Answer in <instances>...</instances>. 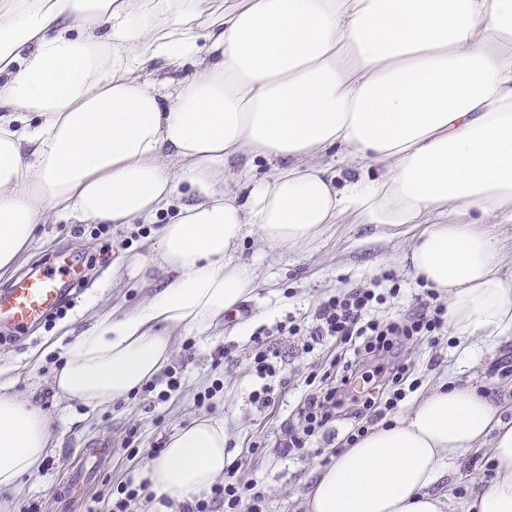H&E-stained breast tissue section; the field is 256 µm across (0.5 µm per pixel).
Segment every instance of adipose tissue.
Returning <instances> with one entry per match:
<instances>
[{
	"instance_id": "obj_1",
	"label": "adipose tissue",
	"mask_w": 512,
	"mask_h": 512,
	"mask_svg": "<svg viewBox=\"0 0 512 512\" xmlns=\"http://www.w3.org/2000/svg\"><path fill=\"white\" fill-rule=\"evenodd\" d=\"M332 149L345 173L323 167ZM259 158L270 171L240 204L226 184ZM185 182L202 199L174 206ZM169 207L149 255L123 266L156 291L67 346L64 400L139 390L168 362L169 330L205 335L251 296L257 275L235 256L249 224L271 249L349 220L411 237L404 259L446 295L454 337L495 361L512 274L483 225L512 214V0H0V272L48 220L131 224ZM49 444L41 408L0 393V490ZM486 446L493 476L467 512H512V419L440 382L321 470L307 512H445L435 485ZM228 462L222 420L176 427L143 471L153 512Z\"/></svg>"
}]
</instances>
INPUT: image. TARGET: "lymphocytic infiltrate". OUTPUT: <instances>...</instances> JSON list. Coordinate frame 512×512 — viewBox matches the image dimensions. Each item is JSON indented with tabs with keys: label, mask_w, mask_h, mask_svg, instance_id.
<instances>
[{
	"label": "lymphocytic infiltrate",
	"mask_w": 512,
	"mask_h": 512,
	"mask_svg": "<svg viewBox=\"0 0 512 512\" xmlns=\"http://www.w3.org/2000/svg\"><path fill=\"white\" fill-rule=\"evenodd\" d=\"M380 296L370 288H354L322 299L314 311L308 329L312 342L334 341L338 353L317 373L306 379L307 390L297 407L284 419L277 432L273 451L280 457L321 456L314 438L324 445H334L336 423L352 421L345 435L346 446H353L365 429L354 421L363 417L374 422L384 417L406 397L404 385L415 370V362L405 353L414 339H434L448 328L447 308L438 300L435 289L416 295L408 313L384 319L376 317L372 308ZM293 320H285L275 329L259 328L253 338L258 350L251 370L261 385L252 391V404L261 408L274 404V387L270 381L279 374L276 352L270 347L272 334L297 333ZM373 365L376 379L365 392H356L352 382L366 365ZM245 457L234 459L226 468V477L216 482L209 494L183 502L180 512H238L243 498H250V512H263V492L254 483L239 485L233 478L243 468Z\"/></svg>",
	"instance_id": "f902f5d3"
}]
</instances>
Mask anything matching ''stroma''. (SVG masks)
Segmentation results:
<instances>
[{
  "label": "stroma",
  "mask_w": 512,
  "mask_h": 512,
  "mask_svg": "<svg viewBox=\"0 0 512 512\" xmlns=\"http://www.w3.org/2000/svg\"><path fill=\"white\" fill-rule=\"evenodd\" d=\"M170 212L130 226L111 225L103 231L93 224L60 221L39 225L30 246L31 259L20 273L42 265L54 253L69 251L85 263L86 278L76 288L72 307L59 319L41 324L22 336L0 330V390L35 402L45 412L51 433V450L42 469L22 478L18 487L0 492L8 512H26L38 501L43 512H80L92 496L111 497L126 478L140 479L152 449L163 447L177 426L204 417L195 397L212 393L215 417L224 421L226 446L232 455L245 450L248 439L274 443L280 422L306 389L305 378L325 347L305 352L304 335L278 337L286 358L282 375L288 384L281 401L259 409L250 394L260 381L249 367L256 353L252 335L260 327H273L286 315L311 321L322 298L354 288L377 286L385 302L384 316L405 313L420 286L402 261L406 240L380 237L370 224H334L312 246L272 250L247 235L237 249L240 261L252 265L261 283L240 311L225 316L219 326L199 336L186 329L171 333L170 363L181 379L179 390L166 401L156 393H138L112 405L90 409L56 397L52 387L55 370L71 337L90 327L105 312L121 315L140 304L146 291L114 273L122 258L148 254L158 225L168 223ZM399 276L397 285L382 279L387 270ZM95 304H88V297ZM503 359L486 362L477 342L459 344L449 333L435 344L414 343L412 357L420 390L441 379L473 385L489 397L512 401V342L505 344ZM137 427L136 457L119 448L130 427ZM325 463L319 457L282 460L273 452L249 457L242 480L256 482L265 493V512H305V495ZM492 477L489 450L465 458L463 466L449 472L436 486L447 494L448 512H465L475 484Z\"/></svg>",
  "instance_id": "stroma-1"
}]
</instances>
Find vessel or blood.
I'll return each mask as SVG.
<instances>
[{"label": "vessel or blood", "instance_id": "b4317fda", "mask_svg": "<svg viewBox=\"0 0 512 512\" xmlns=\"http://www.w3.org/2000/svg\"><path fill=\"white\" fill-rule=\"evenodd\" d=\"M57 267L28 275L9 287L0 289V322L18 328L37 324L51 313L65 294V282L57 275L58 267H74L75 259L57 254Z\"/></svg>", "mask_w": 512, "mask_h": 512}]
</instances>
